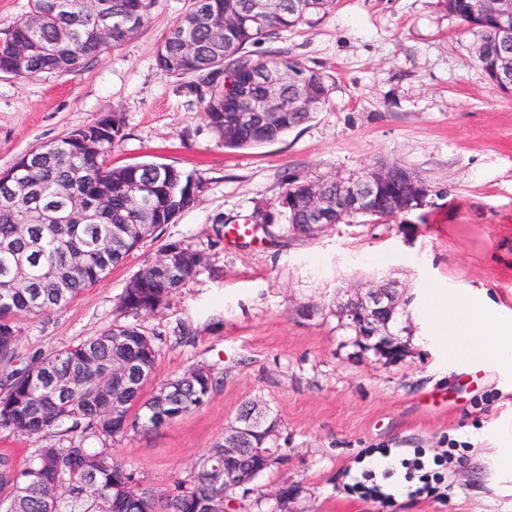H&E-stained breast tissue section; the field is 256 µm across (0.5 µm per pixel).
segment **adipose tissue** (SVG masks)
<instances>
[{"label":"adipose tissue","mask_w":512,"mask_h":512,"mask_svg":"<svg viewBox=\"0 0 512 512\" xmlns=\"http://www.w3.org/2000/svg\"><path fill=\"white\" fill-rule=\"evenodd\" d=\"M422 313L437 321L438 339L448 345L457 363L479 356L508 365L512 363V318L476 308L467 298L431 293Z\"/></svg>","instance_id":"obj_1"}]
</instances>
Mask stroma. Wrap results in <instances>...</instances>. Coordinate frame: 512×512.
I'll list each match as a JSON object with an SVG mask.
<instances>
[{"mask_svg":"<svg viewBox=\"0 0 512 512\" xmlns=\"http://www.w3.org/2000/svg\"><path fill=\"white\" fill-rule=\"evenodd\" d=\"M193 0H156L149 21L122 47L61 76L0 74V170L99 116L120 113L124 137L107 157L121 167L166 164L198 180L197 200L174 222L74 301L22 320L13 367L127 322L119 299L165 244L202 251L207 268L166 305L137 322L159 335L153 392L204 366L220 383L199 410L113 442L147 483L187 477L223 437L239 409L256 402L277 420L282 457L226 512H271L289 487L288 512H512V371L486 363L471 386L423 337L418 309L428 289L486 303L512 317V92L476 64L474 35L437 0H336L321 19L278 43L325 75L329 102L305 124L255 149H227L202 117L190 79L155 65L158 47ZM398 162L430 186L424 206L386 221L331 224L310 237L288 231L279 201L287 181L347 175ZM270 239L233 246L226 234L254 210ZM383 281L406 301L398 321L408 356L388 364L359 351L337 305ZM451 394L448 408L428 406ZM471 447L447 470L446 500L404 494L381 503L348 497L346 468L367 448L380 472L421 448Z\"/></svg>","mask_w":512,"mask_h":512,"instance_id":"obj_1","label":"stroma"}]
</instances>
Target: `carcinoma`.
<instances>
[{
	"mask_svg": "<svg viewBox=\"0 0 512 512\" xmlns=\"http://www.w3.org/2000/svg\"><path fill=\"white\" fill-rule=\"evenodd\" d=\"M91 0H29L28 16L0 42V73L31 78L63 75L99 59L109 49L123 46L149 20L155 0H104L111 14V36H100L98 9ZM193 3L160 44L157 68L178 78H192L201 91L203 118L224 147L255 148L278 139L286 131L309 121L327 102L325 76L274 51L265 59L254 57L250 47L276 42L313 19L326 15L335 0H274L262 21L247 10L251 0H204ZM481 53L478 66L504 53L512 55V42H504L491 25L475 27ZM36 44L21 70L9 66L13 50ZM258 67L277 74V93L295 96L300 78L315 82L313 108L291 107L274 121L268 138L256 125L241 124L235 89L239 79ZM91 122L62 139L41 145L19 159L25 171L11 187L0 186V363L13 362L21 342L18 321L34 318L74 300L104 279L112 268L173 215L193 205L190 175L169 166L156 172L155 163L112 167L106 156L124 137L122 117L112 113V131L98 138L93 149L82 151L74 136L94 128ZM161 179L162 194L133 202L132 183ZM309 181L290 179L281 205L290 224H310L309 211L294 203ZM394 188L381 192L372 220L393 219ZM103 198L107 202L97 224H71L60 220L75 195ZM55 219L30 224L35 212ZM176 277L167 280L153 263L125 289L120 307L132 316L158 311L169 297L194 280L206 266L202 252L180 242L166 244ZM158 337L146 335L135 324H114L96 336L53 351L7 377L0 392V428L22 436L42 438L66 426L64 438L34 450L23 466L0 455V498L4 512H206L210 504L224 505L249 485L218 481L214 470H224V440L200 456L199 465L185 479L159 490L139 471L127 466L109 448H90L86 442L115 440L139 426L160 427L202 407L218 380L210 370L197 367L167 380L148 398L143 389L157 367ZM125 360L126 373L117 383L112 361ZM78 387L74 399L52 394L56 384ZM122 389L126 406L112 415V390ZM172 392L169 408L159 404L162 391ZM279 458V449L267 455L248 454L241 464L267 470Z\"/></svg>",
	"mask_w": 512,
	"mask_h": 512,
	"instance_id": "cac0c4a2",
	"label": "carcinoma"
}]
</instances>
